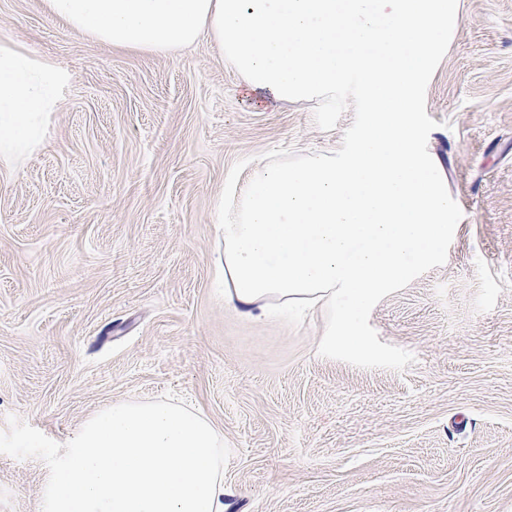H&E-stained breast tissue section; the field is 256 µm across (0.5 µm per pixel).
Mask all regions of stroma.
Here are the masks:
<instances>
[{
  "instance_id": "35a3bbf8",
  "label": "stroma",
  "mask_w": 512,
  "mask_h": 512,
  "mask_svg": "<svg viewBox=\"0 0 512 512\" xmlns=\"http://www.w3.org/2000/svg\"><path fill=\"white\" fill-rule=\"evenodd\" d=\"M418 121L460 221L448 256L327 349L331 312L224 303V233L256 166L335 155L354 83L256 101L208 40L95 44L42 0L0 40L69 70L48 140L0 170V431L65 442L117 401L173 393L231 449L224 512H512V0H460ZM49 471L0 454V512H42Z\"/></svg>"
}]
</instances>
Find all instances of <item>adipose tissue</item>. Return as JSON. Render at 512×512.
<instances>
[{
	"mask_svg": "<svg viewBox=\"0 0 512 512\" xmlns=\"http://www.w3.org/2000/svg\"><path fill=\"white\" fill-rule=\"evenodd\" d=\"M92 42L168 55L208 34L246 91L300 98L356 81L364 121L336 157L257 167L224 227V301L318 300L330 337L360 347L353 316L439 261L459 215L415 114L457 0H43ZM71 73L0 42V167L39 151Z\"/></svg>",
	"mask_w": 512,
	"mask_h": 512,
	"instance_id": "adipose-tissue-1",
	"label": "adipose tissue"
}]
</instances>
